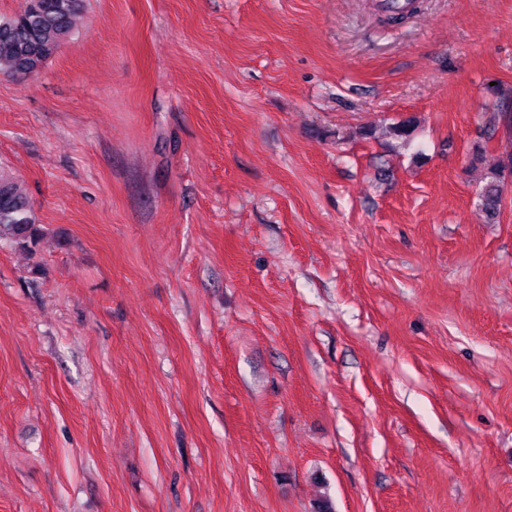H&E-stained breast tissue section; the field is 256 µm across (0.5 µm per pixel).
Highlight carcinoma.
<instances>
[{"label":"carcinoma","mask_w":512,"mask_h":512,"mask_svg":"<svg viewBox=\"0 0 512 512\" xmlns=\"http://www.w3.org/2000/svg\"><path fill=\"white\" fill-rule=\"evenodd\" d=\"M83 0H25L12 14H0V74L25 77L38 72L57 52L75 27ZM496 97L486 113L483 131L487 138L512 131V93L490 88ZM512 179V153L502 157L477 199L482 211L493 220L502 207V184ZM36 216L23 186L0 172V239L29 249L38 243Z\"/></svg>","instance_id":"obj_1"}]
</instances>
